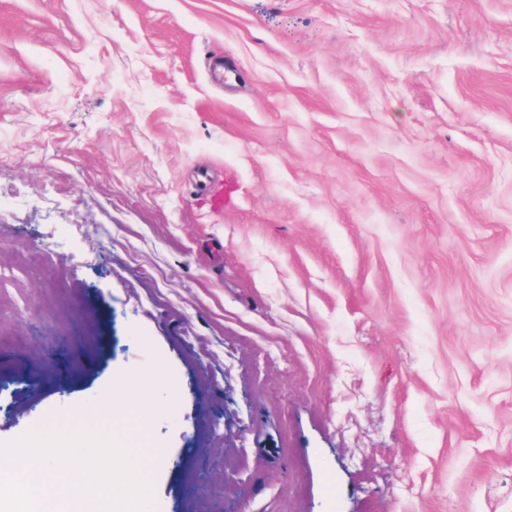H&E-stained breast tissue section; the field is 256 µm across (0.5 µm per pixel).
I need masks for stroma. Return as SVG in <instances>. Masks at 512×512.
<instances>
[{
  "label": "stroma",
  "instance_id": "35a3bbf8",
  "mask_svg": "<svg viewBox=\"0 0 512 512\" xmlns=\"http://www.w3.org/2000/svg\"><path fill=\"white\" fill-rule=\"evenodd\" d=\"M0 372L157 386L154 512H512V0H0Z\"/></svg>",
  "mask_w": 512,
  "mask_h": 512
}]
</instances>
